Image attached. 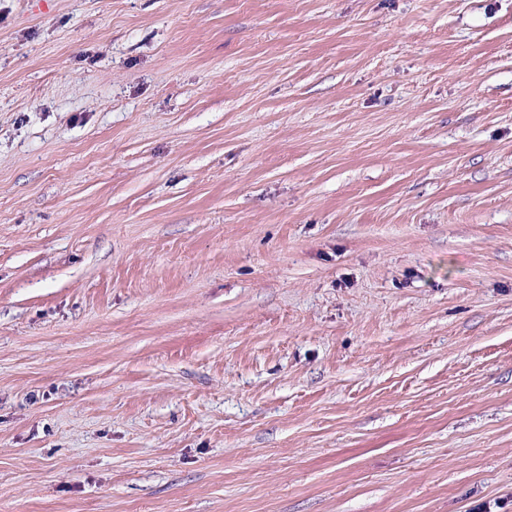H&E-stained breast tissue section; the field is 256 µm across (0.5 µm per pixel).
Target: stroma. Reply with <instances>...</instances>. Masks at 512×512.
<instances>
[{
  "label": "stroma",
  "instance_id": "stroma-1",
  "mask_svg": "<svg viewBox=\"0 0 512 512\" xmlns=\"http://www.w3.org/2000/svg\"><path fill=\"white\" fill-rule=\"evenodd\" d=\"M512 512V0H0V512Z\"/></svg>",
  "mask_w": 512,
  "mask_h": 512
}]
</instances>
